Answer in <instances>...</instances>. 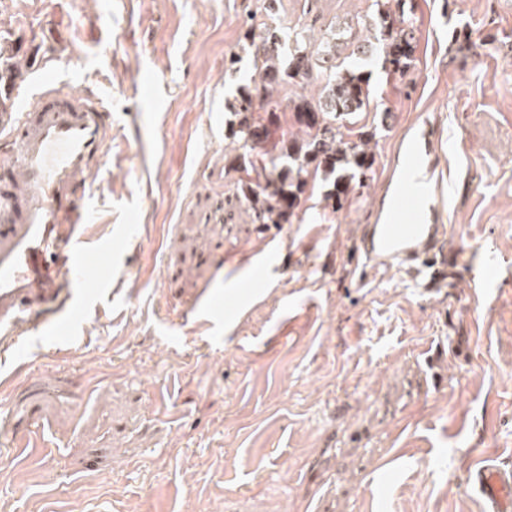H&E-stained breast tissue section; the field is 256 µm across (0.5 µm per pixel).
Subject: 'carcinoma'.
Here are the masks:
<instances>
[{"label": "carcinoma", "instance_id": "1", "mask_svg": "<svg viewBox=\"0 0 512 512\" xmlns=\"http://www.w3.org/2000/svg\"><path fill=\"white\" fill-rule=\"evenodd\" d=\"M370 34L354 44V60L339 62L347 47L345 34L332 31L313 51L275 22L252 24L244 30L242 52L252 58L258 77L236 85L224 107L228 137L236 154L229 168L255 177L241 180L239 194L255 224H287L294 215L307 180L304 174L321 172L324 199L334 209L362 187L373 165L369 139L341 131L336 120L360 112L371 92V73L364 64L381 60L384 71L402 76L410 68L413 32L407 26L404 0H378ZM318 94L288 99L296 131L274 137L280 104L273 92L312 80Z\"/></svg>", "mask_w": 512, "mask_h": 512}]
</instances>
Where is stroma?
Here are the masks:
<instances>
[{"label":"stroma","mask_w":512,"mask_h":512,"mask_svg":"<svg viewBox=\"0 0 512 512\" xmlns=\"http://www.w3.org/2000/svg\"><path fill=\"white\" fill-rule=\"evenodd\" d=\"M264 0H0V55L112 114L85 203L111 293L77 338L0 358V512H483L477 458L512 466V0H411L414 60L372 65L350 116L374 163L339 209L314 176L288 224L251 223L224 155V61ZM374 0H279L277 22L362 32ZM436 139L449 256L491 284L360 276L407 136ZM233 313L211 306L251 275Z\"/></svg>","instance_id":"obj_1"}]
</instances>
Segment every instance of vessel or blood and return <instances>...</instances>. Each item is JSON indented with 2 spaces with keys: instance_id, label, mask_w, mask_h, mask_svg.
Wrapping results in <instances>:
<instances>
[{
  "instance_id": "vessel-or-blood-1",
  "label": "vessel or blood",
  "mask_w": 512,
  "mask_h": 512,
  "mask_svg": "<svg viewBox=\"0 0 512 512\" xmlns=\"http://www.w3.org/2000/svg\"><path fill=\"white\" fill-rule=\"evenodd\" d=\"M18 152L0 163V351L20 353V327L67 335L80 301L107 282L105 266L77 249L88 219L83 192L106 152L109 127L96 97L45 86L34 106L0 113ZM435 149L431 135L412 140L402 174L390 183L392 205L363 233L358 250L375 269L428 271L448 264L445 225L424 180ZM490 512H512V470L478 460L469 475Z\"/></svg>"
}]
</instances>
